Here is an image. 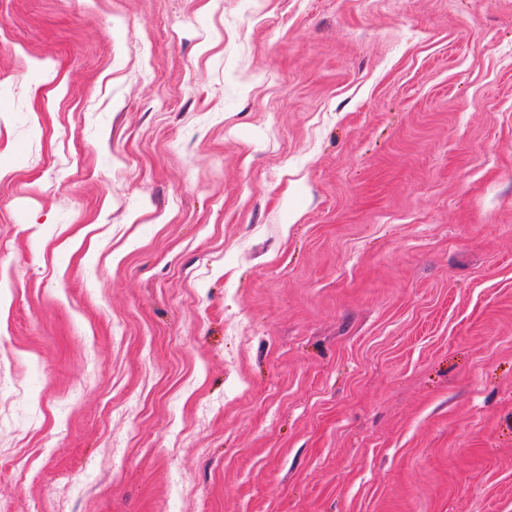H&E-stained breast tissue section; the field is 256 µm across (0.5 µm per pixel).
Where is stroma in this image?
I'll return each instance as SVG.
<instances>
[{"label": "stroma", "instance_id": "obj_1", "mask_svg": "<svg viewBox=\"0 0 512 512\" xmlns=\"http://www.w3.org/2000/svg\"><path fill=\"white\" fill-rule=\"evenodd\" d=\"M0 512H512V0H0Z\"/></svg>", "mask_w": 512, "mask_h": 512}]
</instances>
